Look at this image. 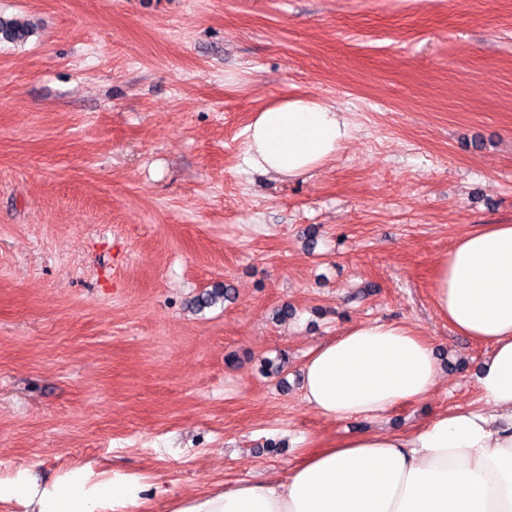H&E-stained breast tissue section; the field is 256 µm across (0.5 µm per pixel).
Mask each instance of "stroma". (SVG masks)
<instances>
[{"mask_svg":"<svg viewBox=\"0 0 512 512\" xmlns=\"http://www.w3.org/2000/svg\"><path fill=\"white\" fill-rule=\"evenodd\" d=\"M0 16L34 26L0 42V475L145 474L166 512L285 479L300 439L480 405L488 349L437 316L432 268L462 233L512 224V0H0ZM291 95L346 112L355 139L306 177L243 171L252 116ZM219 283L231 299L197 308ZM378 318L437 344V391L322 417L301 393L309 351Z\"/></svg>","mask_w":512,"mask_h":512,"instance_id":"stroma-1","label":"stroma"}]
</instances>
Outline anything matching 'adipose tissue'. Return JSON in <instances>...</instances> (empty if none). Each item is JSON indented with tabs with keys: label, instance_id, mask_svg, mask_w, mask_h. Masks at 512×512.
<instances>
[{
	"label": "adipose tissue",
	"instance_id": "adipose-tissue-1",
	"mask_svg": "<svg viewBox=\"0 0 512 512\" xmlns=\"http://www.w3.org/2000/svg\"><path fill=\"white\" fill-rule=\"evenodd\" d=\"M356 134L336 107L305 96L256 112L241 164L305 176ZM439 318L490 352L477 374L482 406L430 414L407 433L367 430L304 441L282 482L246 481L170 505L169 512H512V224L461 234L433 266ZM304 401L323 417L377 418L428 400L440 379L433 341L403 322L348 325L301 369ZM147 476L75 466L50 483L29 469L0 476V501L26 512H143Z\"/></svg>",
	"mask_w": 512,
	"mask_h": 512
}]
</instances>
